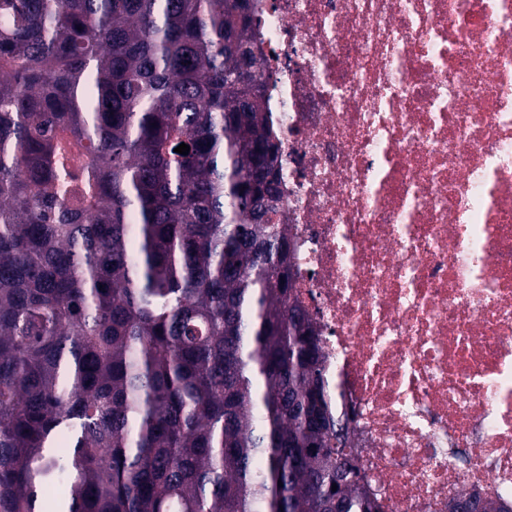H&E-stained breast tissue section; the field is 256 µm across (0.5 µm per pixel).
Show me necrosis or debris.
Listing matches in <instances>:
<instances>
[{"instance_id": "1", "label": "necrosis or debris", "mask_w": 512, "mask_h": 512, "mask_svg": "<svg viewBox=\"0 0 512 512\" xmlns=\"http://www.w3.org/2000/svg\"><path fill=\"white\" fill-rule=\"evenodd\" d=\"M278 223L382 512L512 503V0H258Z\"/></svg>"}]
</instances>
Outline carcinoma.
<instances>
[{
  "mask_svg": "<svg viewBox=\"0 0 512 512\" xmlns=\"http://www.w3.org/2000/svg\"><path fill=\"white\" fill-rule=\"evenodd\" d=\"M255 14L0 0V512H380L267 206Z\"/></svg>",
  "mask_w": 512,
  "mask_h": 512,
  "instance_id": "cac0c4a2",
  "label": "carcinoma"
}]
</instances>
